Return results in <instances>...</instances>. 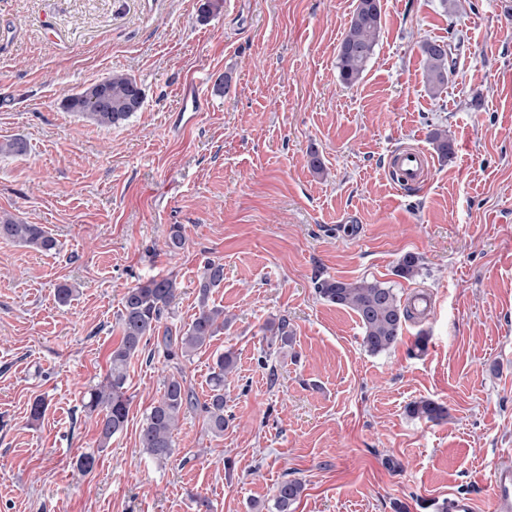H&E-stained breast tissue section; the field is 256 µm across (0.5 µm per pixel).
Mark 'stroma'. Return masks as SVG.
Wrapping results in <instances>:
<instances>
[{
    "instance_id": "1",
    "label": "stroma",
    "mask_w": 512,
    "mask_h": 512,
    "mask_svg": "<svg viewBox=\"0 0 512 512\" xmlns=\"http://www.w3.org/2000/svg\"><path fill=\"white\" fill-rule=\"evenodd\" d=\"M203 2L0 0V140L28 146L0 154V216L57 242L0 239V512H266L287 479L304 485L293 512H437L453 493L489 512L493 468L512 448V0H381L380 38L352 87L336 47L355 0H220L207 16ZM451 37L453 73L430 94L420 45ZM115 71L145 92L124 125L63 109ZM192 86L208 103L183 127ZM437 128L452 158L399 189L388 155L433 150ZM174 224L187 243L172 256ZM407 253L423 262L409 280L395 274ZM209 260L224 265L211 300L229 323L183 366L202 400L214 353H234L223 435L188 412L173 456L147 458L144 414L170 369L141 356L128 424L99 448L83 398L121 339L124 292L173 274L163 324L186 327ZM363 278L402 298L428 291L436 313L370 354L356 316L316 291ZM283 320L284 345L265 330ZM420 399L447 418L411 417ZM87 453L97 462L84 473Z\"/></svg>"
}]
</instances>
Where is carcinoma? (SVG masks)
Masks as SVG:
<instances>
[{"label": "carcinoma", "mask_w": 512, "mask_h": 512, "mask_svg": "<svg viewBox=\"0 0 512 512\" xmlns=\"http://www.w3.org/2000/svg\"><path fill=\"white\" fill-rule=\"evenodd\" d=\"M380 32V0H357L336 56V69L343 84L353 86L362 79ZM420 50L426 82L437 93L448 84L451 74V45L445 41H425ZM144 101L145 93L137 82L124 73L115 72L66 96L62 106L66 111L97 124L116 126L140 111ZM431 140L442 158L453 155V145L446 132L434 131ZM0 238L46 252L56 246L41 225L25 224L12 217L0 218ZM185 244L182 225H172L165 240L166 251L177 253L184 249ZM418 269V257L407 255L397 265L396 275L408 279ZM223 283L224 264L214 260L206 262L199 280L198 314L186 329L175 334L167 328L158 339L155 334L178 293L177 279L154 276L127 289L122 297L119 318L121 341L109 355L105 382L90 389L83 403L84 411L96 417L98 447H108L112 437L124 430L130 406L126 390L127 369L132 359L141 354L153 338L156 339L155 351L163 355L175 373L164 381L160 397L146 411L140 431L143 453L158 460L169 458L174 452L173 433L181 416L190 409L204 415L212 434H224V376L232 372L234 356L230 352L214 356L209 394L203 401L194 396L182 368L183 361L224 331V309L209 305L211 290ZM317 291L326 301L347 308L358 317L362 345L369 353H383L401 339L408 311L394 289L367 280H324L317 286ZM409 414L436 421L447 417L448 411L435 401L421 400L409 406ZM302 491L303 485L299 481H283L277 487L267 512H291V506Z\"/></svg>", "instance_id": "1"}]
</instances>
